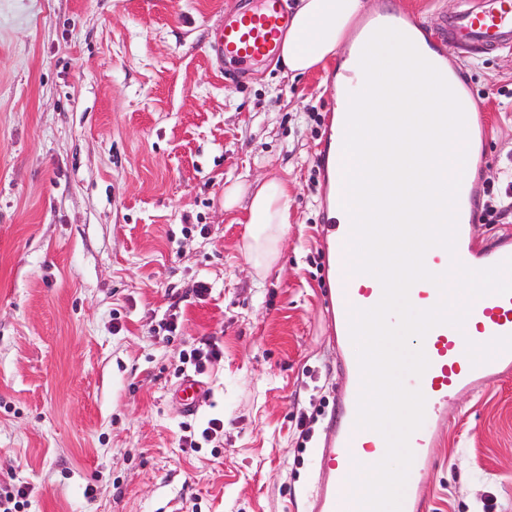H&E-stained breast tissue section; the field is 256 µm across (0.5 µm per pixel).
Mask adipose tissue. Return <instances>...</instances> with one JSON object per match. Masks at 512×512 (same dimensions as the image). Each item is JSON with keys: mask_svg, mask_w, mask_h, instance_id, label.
Returning <instances> with one entry per match:
<instances>
[{"mask_svg": "<svg viewBox=\"0 0 512 512\" xmlns=\"http://www.w3.org/2000/svg\"><path fill=\"white\" fill-rule=\"evenodd\" d=\"M362 7V0H299L281 43L280 58L286 70L304 73L335 56ZM289 218L286 183L262 181L244 214L249 227L244 250L254 268L264 271L274 263Z\"/></svg>", "mask_w": 512, "mask_h": 512, "instance_id": "obj_1", "label": "adipose tissue"}]
</instances>
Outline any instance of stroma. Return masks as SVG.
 Returning <instances> with one entry per match:
<instances>
[{
    "mask_svg": "<svg viewBox=\"0 0 512 512\" xmlns=\"http://www.w3.org/2000/svg\"><path fill=\"white\" fill-rule=\"evenodd\" d=\"M400 2L431 31L459 0ZM253 4L0 0V487L28 486L24 512H305L336 391L315 156L337 61L234 74L209 45ZM448 63L487 105L471 178L502 184L512 51ZM271 178L288 185L290 224L260 273L224 192ZM205 339L224 359L188 416L180 355ZM213 418L223 434L180 447L184 423ZM448 418L429 512H512V376L459 395Z\"/></svg>",
    "mask_w": 512,
    "mask_h": 512,
    "instance_id": "stroma-1",
    "label": "stroma"
}]
</instances>
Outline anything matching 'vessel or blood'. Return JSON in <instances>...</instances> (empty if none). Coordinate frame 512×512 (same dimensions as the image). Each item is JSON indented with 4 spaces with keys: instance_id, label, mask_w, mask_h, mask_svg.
<instances>
[{
    "instance_id": "obj_1",
    "label": "vessel or blood",
    "mask_w": 512,
    "mask_h": 512,
    "mask_svg": "<svg viewBox=\"0 0 512 512\" xmlns=\"http://www.w3.org/2000/svg\"><path fill=\"white\" fill-rule=\"evenodd\" d=\"M405 12L397 0H385L372 15L373 25L399 27ZM288 28L284 0H256L249 10L226 17L219 36L211 46L218 58L249 71L279 52V37ZM512 48V0H462L446 19L433 42L440 56H467L473 59ZM468 148L487 145L488 125L479 98L464 91ZM457 243L455 252L430 248L424 261L438 271L451 261L481 270L512 258V236L480 246L473 240V229L481 218L480 194L474 182L462 179L457 199ZM351 227L329 222L323 225L321 240L328 258V286L324 305L329 320L336 325V407L323 440L315 453L318 482L308 501L307 512H345L339 496L354 472L355 464L381 459L386 443L378 432L356 428L357 400L361 374L349 334V307L367 309L381 300L383 288L374 278L352 279L347 271L346 242ZM440 291L429 281L411 287V301L429 307L439 300ZM429 366L421 376L405 379L408 388L425 397L422 426L409 439L413 452L403 492L402 512H427L430 486L425 472L432 465L431 450L448 427V403L460 393L482 388L512 373V294H489L473 301L462 328L441 324L433 327L422 341ZM203 385L184 378L177 395L184 413L197 410Z\"/></svg>"
}]
</instances>
